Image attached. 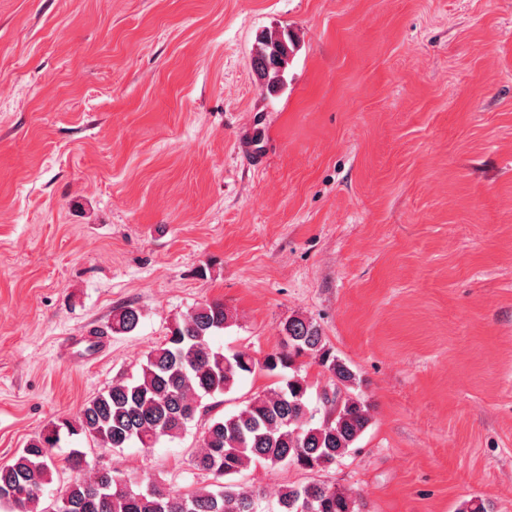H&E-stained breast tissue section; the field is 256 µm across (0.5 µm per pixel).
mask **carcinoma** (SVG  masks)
I'll list each match as a JSON object with an SVG mask.
<instances>
[{"instance_id": "obj_1", "label": "carcinoma", "mask_w": 512, "mask_h": 512, "mask_svg": "<svg viewBox=\"0 0 512 512\" xmlns=\"http://www.w3.org/2000/svg\"><path fill=\"white\" fill-rule=\"evenodd\" d=\"M292 37H263L254 66L268 87L285 80ZM140 314L132 306L112 317L116 334L133 332ZM228 314L221 302L206 303L175 324L166 342L150 351L138 376L116 383L88 401L77 420L50 423L35 439L0 464V509L4 512H266L261 495L241 488L232 477L251 461L269 467L293 466L324 471L356 442L370 421L364 400L345 394L359 384L356 372L328 346L318 325L290 317L283 325L284 349L254 359L247 352L224 353L209 338L224 329ZM310 354L330 375L321 397L323 416L309 404V385L294 358ZM260 368L280 376L278 384L251 398L239 412L213 418L205 427L193 467L212 475L211 489L173 490L156 479L133 488L117 467L89 472L86 452L73 448L64 467L75 474L53 503L43 505L45 486L55 466L51 449L61 429L83 435L114 450L137 444L155 447L174 440L192 422L205 397L231 390ZM275 512H356L341 488L312 481L283 487Z\"/></svg>"}]
</instances>
